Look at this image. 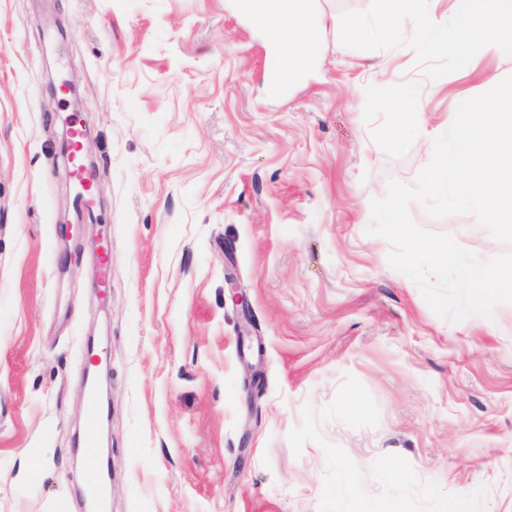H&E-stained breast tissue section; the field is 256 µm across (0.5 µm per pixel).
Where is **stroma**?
I'll use <instances>...</instances> for the list:
<instances>
[{"label":"stroma","instance_id":"1","mask_svg":"<svg viewBox=\"0 0 512 512\" xmlns=\"http://www.w3.org/2000/svg\"><path fill=\"white\" fill-rule=\"evenodd\" d=\"M240 2L0 0V512H88L98 359L107 512H512V304L443 320L367 233L512 49L463 75L422 46L449 0L389 37L376 0H319L321 50L278 95ZM74 118L97 178L66 236ZM410 212L480 261L512 251ZM85 390H87V421L83 442V455L86 463L85 493L87 498L92 501L101 495V471L97 452V431L101 420V408L93 386L87 383Z\"/></svg>","mask_w":512,"mask_h":512}]
</instances>
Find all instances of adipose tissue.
<instances>
[{"label":"adipose tissue","instance_id":"1","mask_svg":"<svg viewBox=\"0 0 512 512\" xmlns=\"http://www.w3.org/2000/svg\"><path fill=\"white\" fill-rule=\"evenodd\" d=\"M260 8L267 30L289 47L294 65L308 59L310 49L320 45L322 20L310 0H262ZM454 23L436 21L429 25V47L463 49L474 34H481L482 47L498 52L512 47V0H453Z\"/></svg>","mask_w":512,"mask_h":512}]
</instances>
